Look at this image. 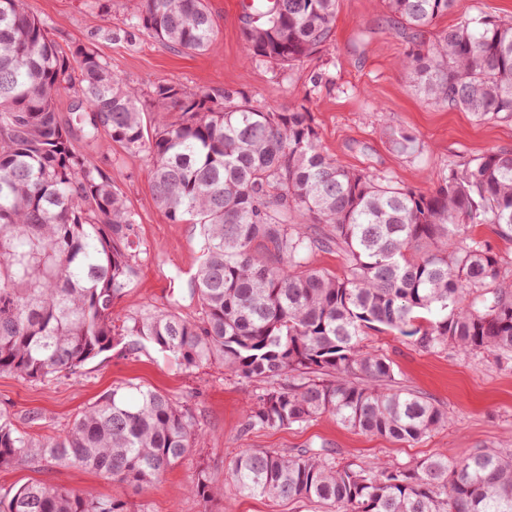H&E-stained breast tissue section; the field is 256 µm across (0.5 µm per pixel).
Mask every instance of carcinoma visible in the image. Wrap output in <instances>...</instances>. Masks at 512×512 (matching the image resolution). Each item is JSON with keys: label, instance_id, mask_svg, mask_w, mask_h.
<instances>
[{"label": "carcinoma", "instance_id": "1", "mask_svg": "<svg viewBox=\"0 0 512 512\" xmlns=\"http://www.w3.org/2000/svg\"><path fill=\"white\" fill-rule=\"evenodd\" d=\"M338 0H271L243 30L259 61L293 66L331 39ZM418 39L457 0H384ZM132 27L168 49L205 52L207 0H144ZM411 86L481 121H512V19L480 17L435 34L399 61ZM73 96L85 137L151 161L150 189L173 224H197L200 317L130 316L125 336L186 368L221 363L263 385L245 428L279 429L330 414L393 442L448 422L395 381L369 332L414 338L426 351L512 355V271L469 234L492 224L512 239V150L492 148L438 173L429 192L341 165L304 109L259 108L229 93L161 81L145 109L93 49L62 47L24 10L0 0V372L42 381L112 350L116 300L137 273L136 215L112 176L70 137L55 107ZM343 252L346 271L313 268ZM203 440L193 410L150 388L116 387L65 435L40 441L0 414V470L66 463L143 487ZM236 490L323 512H512V454L472 448L404 464H338L325 449L245 451ZM188 491L221 494L205 471ZM0 512H148L61 486H0Z\"/></svg>", "mask_w": 512, "mask_h": 512}]
</instances>
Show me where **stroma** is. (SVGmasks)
Listing matches in <instances>:
<instances>
[{"mask_svg": "<svg viewBox=\"0 0 512 512\" xmlns=\"http://www.w3.org/2000/svg\"><path fill=\"white\" fill-rule=\"evenodd\" d=\"M215 40L203 53L169 50L148 32L131 27L140 0H23L61 44L91 46L139 98L166 80L189 92L233 91L265 109H306L325 150L347 167L390 177L420 192L433 190L436 176L491 148L512 149V121L481 123L469 113L451 111L417 94L397 63L412 37L383 0H339L333 35L318 53L293 66L251 59L243 38L248 18L240 0H208ZM492 16L512 18V0H459L454 13L440 19L444 29ZM73 142L112 175L126 205L136 213L143 251L137 274L115 304V320L154 311L196 315L192 288L200 262L198 226L173 224L160 212L149 185L145 155L109 144L106 135L84 138L72 125ZM415 141L402 153L391 143L393 131ZM369 348L392 362L397 379L448 415L447 425L411 444L360 433L324 415L281 429L244 427L256 386L227 375L223 366L187 369L146 344L118 345L86 362L70 376L26 381L0 372V412L37 439L66 432L75 417L116 386H142L187 403L204 431L201 447L158 481L135 489L71 464L43 468L25 464L0 471V485L49 483L95 497L123 496L149 512H314L305 501L277 502L239 494L231 463L247 450L297 453L323 448L336 461L404 463L445 453L456 457L472 448L512 453V360L466 355L456 348H418L392 332L374 333ZM206 470L223 496L202 502L187 490Z\"/></svg>", "mask_w": 512, "mask_h": 512, "instance_id": "stroma-1", "label": "stroma"}]
</instances>
